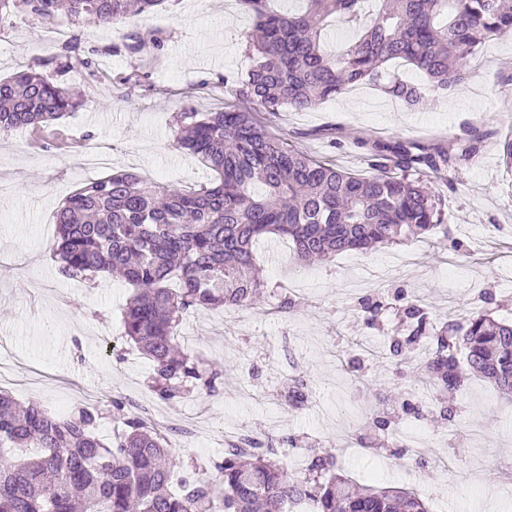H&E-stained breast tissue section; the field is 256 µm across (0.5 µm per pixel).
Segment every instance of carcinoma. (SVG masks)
<instances>
[{
	"label": "carcinoma",
	"instance_id": "cac0c4a2",
	"mask_svg": "<svg viewBox=\"0 0 512 512\" xmlns=\"http://www.w3.org/2000/svg\"><path fill=\"white\" fill-rule=\"evenodd\" d=\"M238 2L253 16L246 34L253 64L237 80L238 104L201 112L188 96L173 116L174 146L215 172V184L189 192L116 170L83 184L56 214L53 257L62 276L91 283L107 273L133 287L124 336L152 362L153 392L168 404L193 390L214 395L223 385L220 365L180 350L177 328L188 314L257 304L264 284L255 239L287 240L300 261L402 245L443 222L442 201L418 176L446 181L456 157L471 150L461 142L433 151L400 139L363 142L374 173L354 176L270 133L265 115L313 110L380 80L391 61L415 67L430 87L444 90L467 80L466 61L483 43L512 32V0H378L373 22L330 55L322 48L327 19L355 25L367 0H306L295 14L272 10L267 0ZM163 3L0 0V21L23 13L42 22L63 13L114 27ZM383 90L409 106L422 98L401 80ZM82 105L74 89L32 70L0 79V134L48 128ZM361 309L373 322L383 302L373 293ZM404 313L412 332L392 339L389 355H406L432 333L423 369L435 392L462 390L468 371L512 393V323L478 313L432 332L418 303L405 302ZM308 400L299 379L285 394L295 408ZM111 407L124 429L106 442L96 407L63 419L0 391V512H266L308 503L311 512H430L408 489L358 486L336 475L330 451L315 455L308 474L296 479L272 452L229 445L215 464L219 480L193 470L176 485L178 462L165 431L121 397Z\"/></svg>",
	"mask_w": 512,
	"mask_h": 512
}]
</instances>
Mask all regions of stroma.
<instances>
[{"label":"stroma","mask_w":512,"mask_h":512,"mask_svg":"<svg viewBox=\"0 0 512 512\" xmlns=\"http://www.w3.org/2000/svg\"><path fill=\"white\" fill-rule=\"evenodd\" d=\"M63 41L52 43L42 26L17 13L0 23V78L32 69L75 88L84 104L57 132L63 147L44 148L41 134L19 129L0 136V389L21 403L72 415L85 405L82 387L97 389L102 404L120 396L176 422L170 446L180 463L213 470L224 459L225 432L245 425L273 435L276 456H289V473H304L312 448L334 451L343 473L359 484L407 487L432 512H512V398L479 378L454 397L448 423L421 424L423 437L442 440L441 456L412 458L341 449L380 411H399L418 400L420 368L344 367L352 343L388 342L403 322L397 309L367 326L357 308L369 286L342 254L308 264L282 240H258L256 264L265 287L260 306L189 315L179 342L185 352L224 367V384L207 396L191 392L173 404L151 392L149 360L123 338L122 313L132 294L105 275L95 285L62 278L52 257L55 213L85 182L122 168L192 191L213 173L196 156L173 145L171 122L185 93L207 112L234 102L225 75L244 76L251 60L245 35L251 17L237 0H165L162 8L127 19L123 27L79 24L59 16ZM152 32L160 47L124 48L131 32ZM89 61L80 71H59L63 61ZM141 81H132V74ZM269 130L299 150L355 174H369L361 143L399 134L429 146L472 140V152L455 160L448 181L431 185L444 203V222L423 239L361 255L382 265L411 255L418 274L395 286L414 296L434 326L489 313L512 321V175L500 143L512 132V35L479 47L469 79L430 89L414 108L364 84L318 108L282 110ZM95 148L108 166L82 165ZM302 296L293 312L276 307L289 288ZM304 377L313 402L289 408L283 393Z\"/></svg>","instance_id":"stroma-1"}]
</instances>
